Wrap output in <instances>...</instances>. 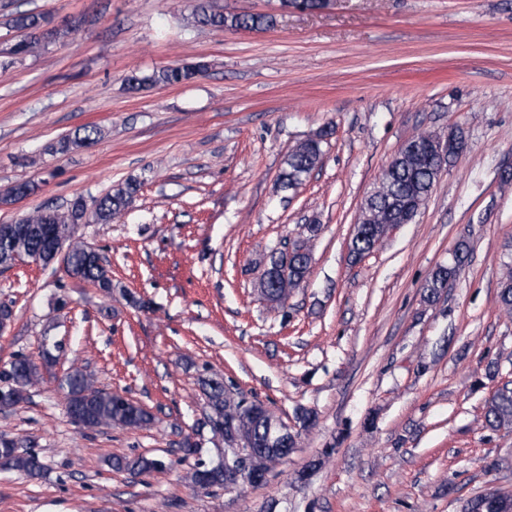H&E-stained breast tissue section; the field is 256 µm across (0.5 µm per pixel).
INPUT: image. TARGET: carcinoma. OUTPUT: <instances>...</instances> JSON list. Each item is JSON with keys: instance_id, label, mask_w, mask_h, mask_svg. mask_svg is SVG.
Here are the masks:
<instances>
[{"instance_id": "carcinoma-1", "label": "carcinoma", "mask_w": 512, "mask_h": 512, "mask_svg": "<svg viewBox=\"0 0 512 512\" xmlns=\"http://www.w3.org/2000/svg\"><path fill=\"white\" fill-rule=\"evenodd\" d=\"M194 22L213 28L255 29L269 27L273 20L265 15H226L213 7L209 0L199 3L193 12ZM47 17L31 10L17 11L12 15L10 27L24 33V37L0 48L3 67L35 53L50 43L64 41L75 29L74 25L55 26L46 30ZM203 66H170L159 70L149 78L133 76L128 79L131 92L140 91L146 84L177 85L193 79L201 73ZM329 135L324 130L316 138L301 142L289 155L286 168L280 174V182L286 189H294L317 168L322 154L321 143ZM102 130L96 126H85L72 134L59 137L46 147L52 155H65L72 150L86 147L99 140ZM436 180V164L429 148L403 154L402 159L383 175L378 190L374 192L371 218L354 226L348 243L351 262L357 263L372 251L384 237L389 226L400 220L404 209L418 208L425 200V192ZM140 183L129 179L108 191L104 196L87 204L78 196L64 208L37 209L25 216L27 231L15 238L0 239V266L10 267L23 257L49 265L57 245L68 247L66 270L76 278L100 286L112 293V275L107 266L99 263L87 244L76 236L86 210H91L92 222L109 224L134 200ZM321 230L319 224L306 225L307 235L293 242L292 252L273 251L268 263L288 265V277L262 276L259 288L271 301H277L298 288L305 281L311 264L309 242ZM469 245L457 243L452 262L437 266L425 285L426 300L437 301L448 282L455 277L457 269L467 261ZM499 303L512 313V266L501 283ZM42 379L40 366L29 357L19 354L0 368L2 391L11 388L28 392ZM208 399L210 430L218 434L229 446L241 442L252 448L256 461L275 463L288 456L296 446V439H277L270 433L276 420L273 413L260 401L252 400L243 407L241 402L229 399L224 382L218 379L203 381ZM65 398L81 412L79 425L87 430L102 427H141L150 423L152 414L132 400H126L116 392L99 389L82 370L75 368L60 381ZM486 424L494 429L512 428V388L496 389L486 401ZM112 465L119 470L150 472L164 467V462L146 456L116 457ZM0 466L6 470L22 472L34 477L40 474L43 465L32 451V440L0 435Z\"/></svg>"}]
</instances>
